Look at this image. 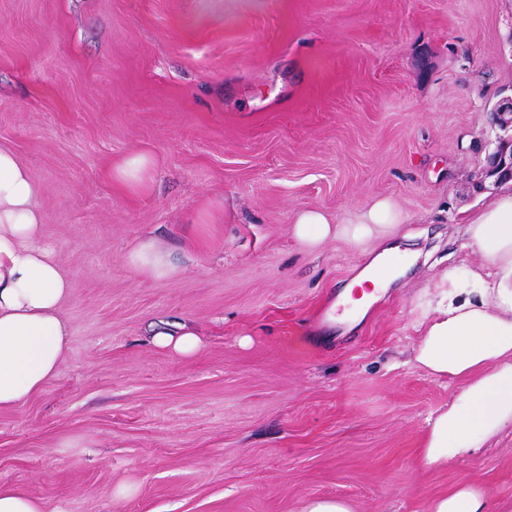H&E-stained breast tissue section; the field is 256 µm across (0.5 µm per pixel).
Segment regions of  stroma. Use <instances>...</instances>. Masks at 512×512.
Wrapping results in <instances>:
<instances>
[{
    "label": "stroma",
    "instance_id": "35a3bbf8",
    "mask_svg": "<svg viewBox=\"0 0 512 512\" xmlns=\"http://www.w3.org/2000/svg\"><path fill=\"white\" fill-rule=\"evenodd\" d=\"M510 95L512 0H0V146L71 275L57 374L0 410V487L43 512H427L470 483L511 504V430L423 464L458 385L407 361L426 291L482 262L457 228L496 191ZM134 153L154 160L143 194L112 177ZM381 198L418 260L349 329L334 304L367 247L311 254L291 227ZM145 238L178 277L128 265ZM172 322L193 357L152 344ZM494 145L486 155L485 177L493 178L494 183L505 177L512 181V134L497 136ZM299 512H354L351 503L340 498H310L302 503Z\"/></svg>",
    "mask_w": 512,
    "mask_h": 512
}]
</instances>
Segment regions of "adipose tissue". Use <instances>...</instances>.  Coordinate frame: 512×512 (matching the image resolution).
<instances>
[{"mask_svg":"<svg viewBox=\"0 0 512 512\" xmlns=\"http://www.w3.org/2000/svg\"><path fill=\"white\" fill-rule=\"evenodd\" d=\"M153 159L136 153L112 176L130 192L146 191ZM39 187L15 154L0 147V409L40 392L53 378L70 343L62 308L71 279L43 237ZM401 215L386 199L373 202L351 224H332L318 210L298 214L292 235L312 250L330 238L378 251L355 277V285L381 291L394 282L398 249L384 241ZM479 267H448L442 288L427 303L426 327L412 361L427 374L456 381L455 397L430 415L421 442L425 465L442 467L475 453L512 429V188H505L470 214L463 226ZM127 262L138 274L164 279L181 267L153 240L133 247ZM428 512H487L482 485L466 484L431 499Z\"/></svg>","mask_w":512,"mask_h":512,"instance_id":"adipose-tissue-1","label":"adipose tissue"}]
</instances>
